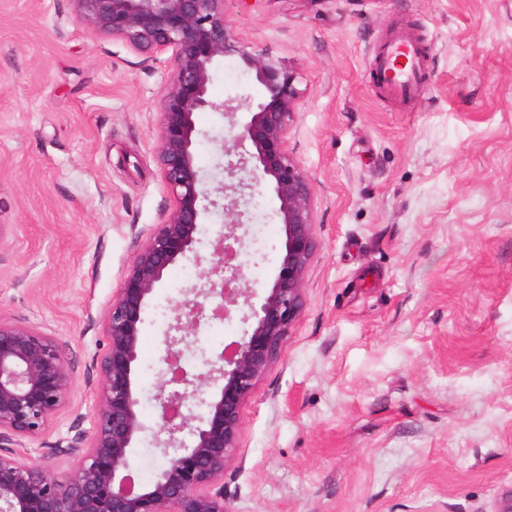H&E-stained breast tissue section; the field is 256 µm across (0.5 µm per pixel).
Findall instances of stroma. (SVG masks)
I'll return each mask as SVG.
<instances>
[{
    "label": "stroma",
    "mask_w": 512,
    "mask_h": 512,
    "mask_svg": "<svg viewBox=\"0 0 512 512\" xmlns=\"http://www.w3.org/2000/svg\"><path fill=\"white\" fill-rule=\"evenodd\" d=\"M240 41L295 70L288 148L314 184L305 305L241 410L224 470L233 512H496L512 493V0H225ZM422 50L423 89L376 84L382 47ZM171 65L87 28L72 0H0V319L54 336L76 380L33 461L67 477L61 442L91 428L103 317L172 198L154 142ZM218 101L255 95L239 57ZM218 184L221 113L196 116ZM270 192L251 221L250 283L281 245ZM175 265L148 303L136 369L146 431L130 472L165 462L153 399Z\"/></svg>",
    "instance_id": "1"
}]
</instances>
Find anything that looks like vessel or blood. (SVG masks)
<instances>
[{
  "label": "vessel or blood",
  "instance_id": "b4317fda",
  "mask_svg": "<svg viewBox=\"0 0 512 512\" xmlns=\"http://www.w3.org/2000/svg\"><path fill=\"white\" fill-rule=\"evenodd\" d=\"M420 51L401 38L393 39L377 64L382 87L398 101L413 97L420 86Z\"/></svg>",
  "mask_w": 512,
  "mask_h": 512
}]
</instances>
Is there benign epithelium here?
Returning <instances> with one entry per match:
<instances>
[{
	"label": "benign epithelium",
	"instance_id": "7a95c632",
	"mask_svg": "<svg viewBox=\"0 0 512 512\" xmlns=\"http://www.w3.org/2000/svg\"><path fill=\"white\" fill-rule=\"evenodd\" d=\"M94 31L124 39L149 57L170 54L161 92L154 151L172 205L136 252L103 319L105 349L90 433L77 432L65 452L76 464L65 479L25 461L18 449L36 441L68 404L75 387L56 339L32 325L0 320V512H233L224 497V469L238 448L241 409L280 356L305 304L306 275L318 244L314 188L288 148L301 93L296 74L265 50L242 44L224 0H73ZM239 56L258 95L238 105L216 102L209 87L217 64ZM213 110L248 119L223 141L224 180L209 188L197 165L195 115ZM265 189L279 202L283 235L277 271L252 302L239 261L238 234L248 210L244 191ZM216 212L220 230L211 257L197 255L200 224ZM195 256L200 287L178 301L168 326L154 401L163 447L172 450L155 479L134 491L130 453L145 432L136 366L144 308L179 261ZM249 308V324L231 352L202 361V370L174 375L198 341L201 321L228 319Z\"/></svg>",
	"mask_w": 512,
	"mask_h": 512
}]
</instances>
